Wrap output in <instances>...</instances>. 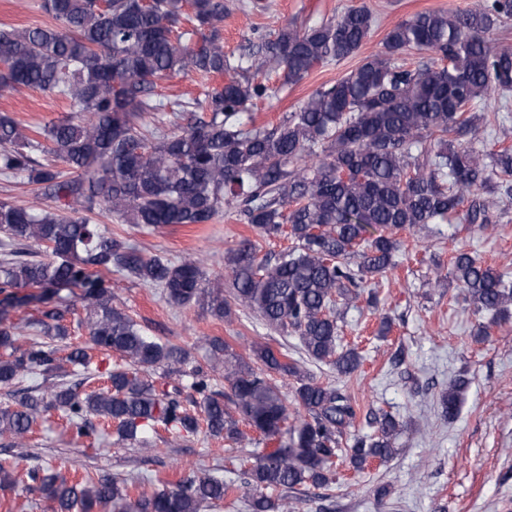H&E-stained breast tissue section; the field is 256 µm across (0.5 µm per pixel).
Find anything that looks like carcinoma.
Masks as SVG:
<instances>
[{"label":"carcinoma","mask_w":512,"mask_h":512,"mask_svg":"<svg viewBox=\"0 0 512 512\" xmlns=\"http://www.w3.org/2000/svg\"><path fill=\"white\" fill-rule=\"evenodd\" d=\"M51 22L0 27V89H39L67 101L69 113L26 135L0 113V175L27 184L54 206L0 199V385L64 370L87 369L91 352H112L117 368L100 387L89 378L37 385L17 406L0 407V436L21 446L38 417L61 410L82 436L99 418L118 437L145 443L176 438L265 444L252 465L226 483L192 472L174 487L131 497L124 478L85 475L70 481L50 468L0 458V486L37 485L51 512H200L233 496L249 512H293L280 496L306 485L336 483V458L364 471L395 452L399 424L373 414V434L352 433L361 413L351 394L319 382L288 350L251 345L252 360L217 336L205 338L209 359H224V387L183 347L150 336L112 304V272L162 290L177 306L198 305L222 320L231 304L255 313L281 336H296L306 358L349 377L361 364L340 348L341 308L371 280L395 267L397 233L446 224L469 195L502 189L512 197V147L484 152L449 140L475 128L500 126L488 112L492 96L507 108L512 51L495 50L485 35L512 20V0H482L463 12H424L396 23L382 49L348 75L325 84L274 126L255 125L250 108L268 96L259 77L275 66L281 86L297 84L319 66L358 52L374 23L364 7L298 30L283 27L237 57L224 53L225 0H43ZM431 51L437 60L409 69L403 56ZM190 71L202 92L165 102L157 81ZM201 108L198 117L192 109ZM186 120L181 125L179 121ZM235 206L263 238L291 245L275 261L259 257L249 238L225 254L231 279L196 260L173 263L112 236L87 214L102 211L126 224L160 230L209 224ZM448 274L475 312L512 316V281L457 249ZM18 288L40 293L20 297ZM78 295L90 343L64 357L38 340L70 338L68 309L45 306L26 319L34 337L19 343L9 310L46 302L63 289ZM161 370L156 385L149 372ZM292 378V396L272 375ZM468 385L456 379L440 405L456 416ZM196 398L187 403L185 390Z\"/></svg>","instance_id":"obj_1"}]
</instances>
